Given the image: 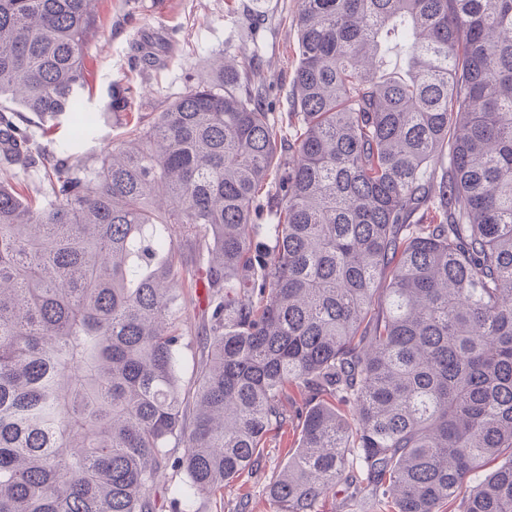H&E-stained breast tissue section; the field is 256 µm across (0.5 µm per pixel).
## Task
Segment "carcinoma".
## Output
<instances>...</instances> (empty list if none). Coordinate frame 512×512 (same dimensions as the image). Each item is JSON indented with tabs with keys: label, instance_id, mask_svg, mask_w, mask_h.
<instances>
[{
	"label": "carcinoma",
	"instance_id": "carcinoma-1",
	"mask_svg": "<svg viewBox=\"0 0 512 512\" xmlns=\"http://www.w3.org/2000/svg\"><path fill=\"white\" fill-rule=\"evenodd\" d=\"M95 22L96 0H0V100L76 131L52 161L0 106V512H156L170 466L221 496L290 426L272 512L338 486L512 512V0H300L290 138L221 55L88 156ZM40 166L25 201L9 179ZM180 293L187 302L186 308V321L188 325V335L185 339V348H183L181 355V366H180V375L183 380V384L185 387L190 386V381L192 378V370L194 363L198 359L199 348L197 347V341L199 340V335H201V329L204 322L203 310L205 308L204 288L199 287L197 290V294L200 296V306L194 305L190 302V298H194V289L193 288H181Z\"/></svg>",
	"mask_w": 512,
	"mask_h": 512
}]
</instances>
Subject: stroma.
<instances>
[{
  "mask_svg": "<svg viewBox=\"0 0 512 512\" xmlns=\"http://www.w3.org/2000/svg\"><path fill=\"white\" fill-rule=\"evenodd\" d=\"M299 0H98L95 26L88 38L85 103L98 119L82 150L104 154L124 143L131 131L130 113L151 112L154 104L176 99L189 73L205 74L216 54L255 53L256 80L269 90L270 110L287 126L286 100L297 65L294 19ZM163 38L166 49L154 69L131 64V47L143 37ZM140 89L130 113L109 112L113 82ZM296 440L294 431L276 436L260 467L227 483L220 498L177 493L183 475L167 469L160 475V512H270L267 486Z\"/></svg>",
  "mask_w": 512,
  "mask_h": 512,
  "instance_id": "stroma-1",
  "label": "stroma"
}]
</instances>
